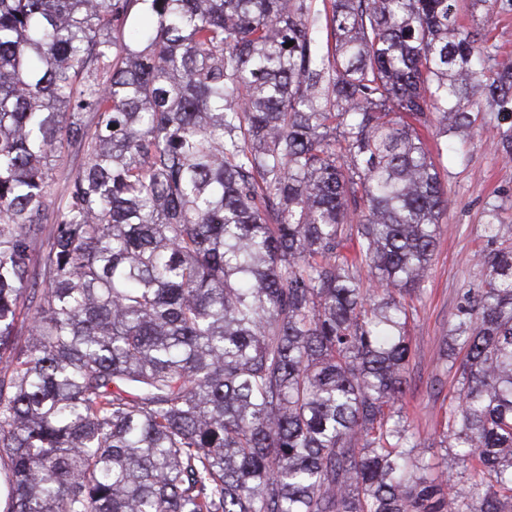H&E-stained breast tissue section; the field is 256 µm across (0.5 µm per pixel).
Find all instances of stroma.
I'll list each match as a JSON object with an SVG mask.
<instances>
[{"mask_svg":"<svg viewBox=\"0 0 512 512\" xmlns=\"http://www.w3.org/2000/svg\"><path fill=\"white\" fill-rule=\"evenodd\" d=\"M456 7L466 27L485 32L501 57L512 59V12L475 11L468 0H457ZM487 118L488 125L471 137H428L447 189L448 209L441 220L426 291L414 303L409 326L412 387L402 404L423 456L432 464L445 455L438 433L454 389L440 352L466 289L477 287L482 279L476 257L488 247L483 232L487 203L498 202L501 222L512 226V159L493 142L497 130L512 126V117L491 112Z\"/></svg>","mask_w":512,"mask_h":512,"instance_id":"35a3bbf8","label":"stroma"}]
</instances>
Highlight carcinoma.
<instances>
[{
  "mask_svg": "<svg viewBox=\"0 0 512 512\" xmlns=\"http://www.w3.org/2000/svg\"><path fill=\"white\" fill-rule=\"evenodd\" d=\"M455 3L0 0L5 512H512L496 205L442 349L459 487L397 407L448 205L423 131L512 113ZM54 157L50 161V167L53 169V182L51 192L53 196L61 193L66 183L76 174L77 170L83 166L85 157L75 147L65 148L61 157Z\"/></svg>",
  "mask_w": 512,
  "mask_h": 512,
  "instance_id": "cac0c4a2",
  "label": "carcinoma"
}]
</instances>
